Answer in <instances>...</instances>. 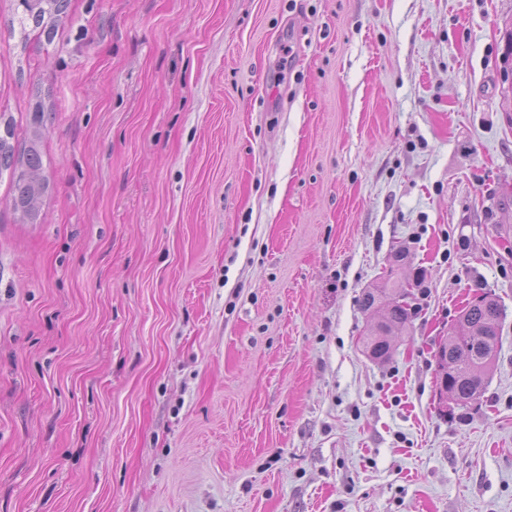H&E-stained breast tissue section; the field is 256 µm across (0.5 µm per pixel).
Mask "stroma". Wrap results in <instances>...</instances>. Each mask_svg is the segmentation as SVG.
<instances>
[{"instance_id": "35a3bbf8", "label": "stroma", "mask_w": 512, "mask_h": 512, "mask_svg": "<svg viewBox=\"0 0 512 512\" xmlns=\"http://www.w3.org/2000/svg\"><path fill=\"white\" fill-rule=\"evenodd\" d=\"M0 512H512V0H68L10 30ZM422 275L388 362L363 293ZM500 302L478 406L436 343ZM44 118L45 113L41 110L33 113V138L28 140L21 152L12 142L14 131L11 121L4 122L3 133L2 118L0 121V173L9 171L13 181L14 210L29 224H36L41 219L42 201L49 189L38 145Z\"/></svg>"}]
</instances>
